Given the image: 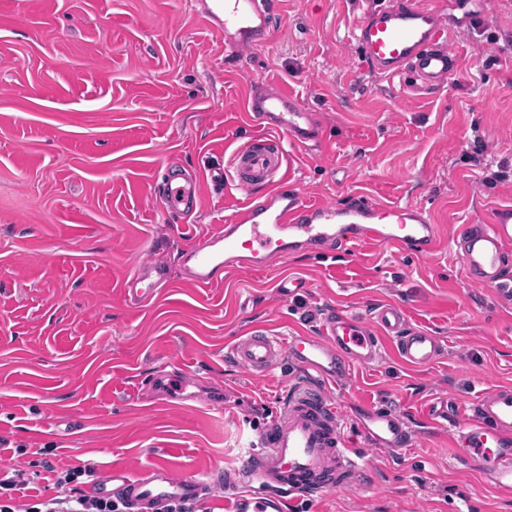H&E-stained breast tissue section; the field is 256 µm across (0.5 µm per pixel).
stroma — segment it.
<instances>
[{
    "label": "stroma",
    "mask_w": 512,
    "mask_h": 512,
    "mask_svg": "<svg viewBox=\"0 0 512 512\" xmlns=\"http://www.w3.org/2000/svg\"><path fill=\"white\" fill-rule=\"evenodd\" d=\"M201 2L0 0V457L20 448L29 461L48 450L63 466L133 474L223 469L302 386L289 362L257 379L227 361L237 336L257 323L277 336L311 331L323 308L364 316L397 302L445 351L408 369L386 350L329 388L364 468L307 512H512V496L459 462L449 430L430 420L440 401L464 417L480 394L512 384V302L467 280L452 241L459 225L512 204V0L449 5L458 71L432 93L363 73L354 27L369 0H278L272 36L241 65L225 59ZM254 84L291 90L324 127V143L284 148L296 188L422 208L442 227L440 249L363 246L338 268L299 250L218 286L187 283L180 244L246 200L231 159L261 131L244 111ZM179 174L196 182L200 207L175 222L160 194ZM150 259L167 264L169 284L130 303L124 283ZM285 275L306 287L280 296ZM178 368L221 410L131 390ZM372 405L413 423L402 455L364 446L357 424Z\"/></svg>",
    "instance_id": "35a3bbf8"
}]
</instances>
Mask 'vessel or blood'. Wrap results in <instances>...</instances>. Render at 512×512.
<instances>
[{"mask_svg":"<svg viewBox=\"0 0 512 512\" xmlns=\"http://www.w3.org/2000/svg\"><path fill=\"white\" fill-rule=\"evenodd\" d=\"M446 0L424 6L417 0H377L355 24L356 52L364 69L377 78H404L412 86L434 91L457 68L449 47ZM276 0H205L204 22L223 33L224 50L242 59L265 43L273 29ZM245 109L249 119L275 117L280 137L298 147L319 142L314 112L287 91L255 86ZM280 138L254 137L235 150L232 182L246 196L264 191L265 202L244 204L201 241L182 248L180 260L189 282L198 288L221 283L225 273L244 267L261 270L275 258L304 249L315 255L331 251L349 257L363 245L393 246L426 257L437 251L440 228L420 208L354 191L344 205L311 200L288 189ZM164 203L174 216L193 214L200 204L192 186L166 185ZM468 279L512 299V205L492 208L478 223L463 225L456 236ZM167 278L163 263L142 262L124 283L126 296L152 300L156 283ZM389 337L399 360L408 367L432 365L444 344L434 332L414 326L402 305L384 304L359 317L328 308L315 332L285 337L259 325L231 345L228 355L255 378H263L281 360H289L312 379L311 387L291 393L278 416L249 444L223 478L179 475L155 465L137 474L112 468L90 485L97 497L121 500L127 512H168L170 505L192 503L223 493L229 512H285L286 507L353 486L360 470L342 432L340 412L327 385H344L352 364L371 365ZM164 394L187 396L182 372L163 374ZM467 422L456 427L454 445L501 492H512V385H498L473 403ZM366 443L398 452L408 446V418L375 408L358 423Z\"/></svg>","mask_w":512,"mask_h":512,"instance_id":"1","label":"vessel or blood"}]
</instances>
